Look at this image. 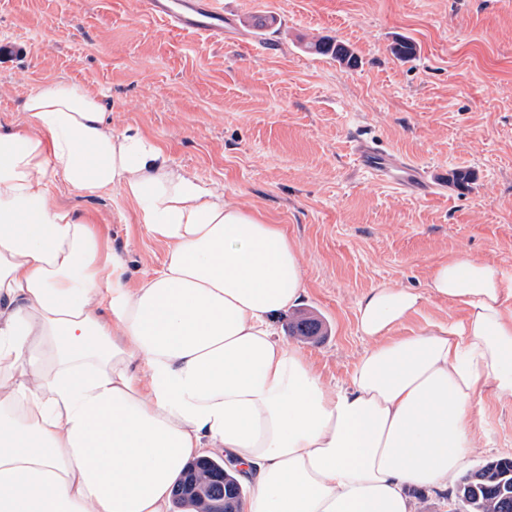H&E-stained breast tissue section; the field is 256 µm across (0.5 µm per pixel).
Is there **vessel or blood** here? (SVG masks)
Segmentation results:
<instances>
[{
	"label": "vessel or blood",
	"instance_id": "b4317fda",
	"mask_svg": "<svg viewBox=\"0 0 512 512\" xmlns=\"http://www.w3.org/2000/svg\"><path fill=\"white\" fill-rule=\"evenodd\" d=\"M140 4L168 32L217 40L224 37V11L217 0H140ZM352 150L366 170L387 179L396 188L406 191L418 188L423 194H432L433 184L413 163L380 151L361 139L354 141Z\"/></svg>",
	"mask_w": 512,
	"mask_h": 512
}]
</instances>
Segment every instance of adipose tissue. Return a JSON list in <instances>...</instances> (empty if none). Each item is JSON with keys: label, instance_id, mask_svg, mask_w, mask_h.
<instances>
[{"label": "adipose tissue", "instance_id": "adipose-tissue-1", "mask_svg": "<svg viewBox=\"0 0 512 512\" xmlns=\"http://www.w3.org/2000/svg\"><path fill=\"white\" fill-rule=\"evenodd\" d=\"M0 130V512H171L185 464L219 452L246 512H414L466 468L484 384L512 401V284L478 259L433 267L428 293L358 303L369 345L327 388L272 320L303 291L296 245L211 183L173 167L100 98L65 82ZM112 192L167 248L128 287L54 182ZM459 322L394 331L428 297ZM410 495L416 512H448V506L442 501V494L425 488H413Z\"/></svg>", "mask_w": 512, "mask_h": 512}]
</instances>
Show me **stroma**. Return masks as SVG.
Segmentation results:
<instances>
[{"mask_svg": "<svg viewBox=\"0 0 512 512\" xmlns=\"http://www.w3.org/2000/svg\"><path fill=\"white\" fill-rule=\"evenodd\" d=\"M223 41L174 35L139 0H0V127L26 130L23 104L43 84L101 96L113 132L138 128L173 164L225 199L281 225L299 247V310L325 336L301 350L326 387L346 383L367 342L357 324L369 289L424 290L431 267L467 256L512 280V0H221ZM329 37L347 67L313 53ZM414 43V57L391 52ZM428 173L433 195L373 178L354 139ZM474 175L467 188L450 176ZM53 201L93 225L129 287L160 268L165 247L135 207L64 181ZM512 458V402L483 395L470 465ZM309 48L316 53L330 55L340 63L350 65L354 62V55L351 50L342 42L333 40H317L311 43Z\"/></svg>", "mask_w": 512, "mask_h": 512, "instance_id": "stroma-1", "label": "stroma"}]
</instances>
